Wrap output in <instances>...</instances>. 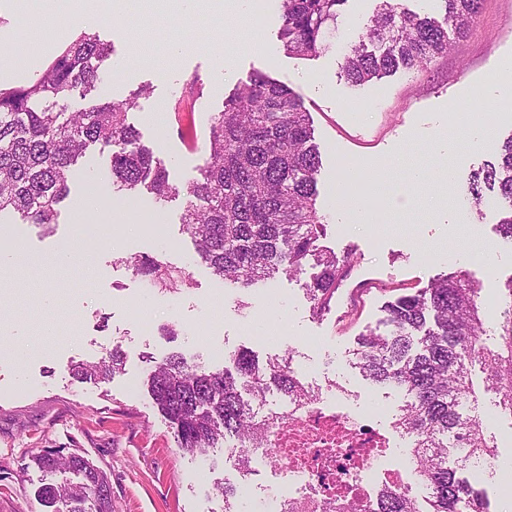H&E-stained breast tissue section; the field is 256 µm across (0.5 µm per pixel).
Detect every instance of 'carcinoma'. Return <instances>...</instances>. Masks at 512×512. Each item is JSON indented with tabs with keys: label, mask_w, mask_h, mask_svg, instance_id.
Returning a JSON list of instances; mask_svg holds the SVG:
<instances>
[{
	"label": "carcinoma",
	"mask_w": 512,
	"mask_h": 512,
	"mask_svg": "<svg viewBox=\"0 0 512 512\" xmlns=\"http://www.w3.org/2000/svg\"><path fill=\"white\" fill-rule=\"evenodd\" d=\"M279 38L294 56L316 57L331 47L348 0H280ZM435 16L410 12L395 0L367 28L366 40L349 47L343 72L361 85L398 70H421L464 37L483 0H438ZM111 47L83 32L25 85L0 88V212L11 209L32 224L50 227L56 205L69 193L73 166L95 144L108 149L107 177L118 192H146L161 203L183 194L182 230L195 260L224 282L243 288L280 274L315 273L306 283L315 316L336 292L348 267L319 245L323 216L317 208L321 155L301 99L261 72L224 99L212 115L207 157L200 177L178 187L153 150L127 122L143 87L123 103L105 101L77 112L69 101L86 98L101 82V65ZM474 207L492 198L503 217L499 235L512 241V135L498 157L470 174ZM125 263L161 292L190 283L185 270L152 256L133 254ZM509 305L502 320L486 325L480 285L459 272L402 294L384 307L386 331L369 329L353 350L352 365L377 386L402 392L404 404L393 426L410 441L415 470L427 490L425 511L408 490L385 485L377 501L359 500L350 486L336 490L334 512H491L479 474L498 462L496 439L482 422L472 368L484 374V390L495 395L498 413L512 419V278L505 284ZM127 353L115 344L96 361L71 365L82 382L102 383L124 371ZM233 368H210L170 353L149 367L148 394L169 420L178 448L206 458L228 447L236 474L212 485L223 512H233L239 474L250 473L252 455L271 447L288 415L262 417L267 397L278 394L302 408L318 392L292 367L293 352L265 360L248 348L232 355ZM37 467L61 481L38 490L47 512H114L108 476L85 456L45 449Z\"/></svg>",
	"instance_id": "carcinoma-1"
}]
</instances>
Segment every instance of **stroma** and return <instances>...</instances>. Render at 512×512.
Wrapping results in <instances>:
<instances>
[{
  "label": "stroma",
  "instance_id": "35a3bbf8",
  "mask_svg": "<svg viewBox=\"0 0 512 512\" xmlns=\"http://www.w3.org/2000/svg\"><path fill=\"white\" fill-rule=\"evenodd\" d=\"M33 2L0 0V55L17 70L16 84L45 68L70 36L98 35L111 44L112 55L91 99L118 103L147 87L128 121L175 185L198 177L212 113L252 73L292 89L321 150L322 244L350 254L352 263L320 317L312 315L304 292L309 274L280 275L248 292L224 283L194 259L182 231L183 195L159 208L148 194L114 192L103 179L106 151L90 147L77 162L71 193L59 204L51 231L0 213V287L6 290L0 298V512H44L37 490L47 478L33 457L48 448L84 455L104 471L115 512H215L218 502L209 490L231 463L220 449L204 461L178 448L168 420L146 393L145 356L159 361L179 351L221 368L225 355L241 347L262 359L290 351L294 368L307 369L314 388L332 381L342 386L336 400L343 411L356 414L377 403L392 415L402 393L370 385L350 363L357 337L378 327L387 301L459 271L482 284L483 301L493 310L487 322H497L504 309L501 290L512 279V243L496 230L500 211L493 202L463 212L458 205L470 172L512 136V99H493L501 78L496 65L512 58V0H484L469 33L429 68L400 70L361 86L347 84L341 67L381 0H348L331 48L311 59L288 55L278 40L279 0H266L262 35L248 50L240 48L236 30L250 16L251 0L204 12L186 27L178 26L175 7L141 13L128 0L123 12H96L86 0H57L39 29L24 20ZM186 38L199 40V47L168 60L169 44ZM194 77L203 85L202 97L194 107H177ZM457 100L493 112L494 127L482 145L465 143L450 128L448 105ZM441 137L453 141L456 183L448 189L433 180L407 187L408 166L440 168L431 146ZM362 159L376 162L375 177L406 189L411 199L401 209H380L381 220L370 231L342 218L331 203L341 190L344 165ZM85 196L91 208L76 210ZM101 216L112 226V239L86 246L73 228ZM463 244L470 257L460 263L452 254ZM65 245L74 253L65 266L45 263L34 271L17 257L22 249L48 256ZM132 253L186 268L189 285L178 293L157 292L123 263ZM166 323L177 328L175 340L160 336ZM311 336L320 337V345L305 347ZM116 343L128 354L123 374L100 384L72 378L71 362L96 360ZM20 346L26 350L21 359L14 355Z\"/></svg>",
  "mask_w": 512,
  "mask_h": 512
}]
</instances>
